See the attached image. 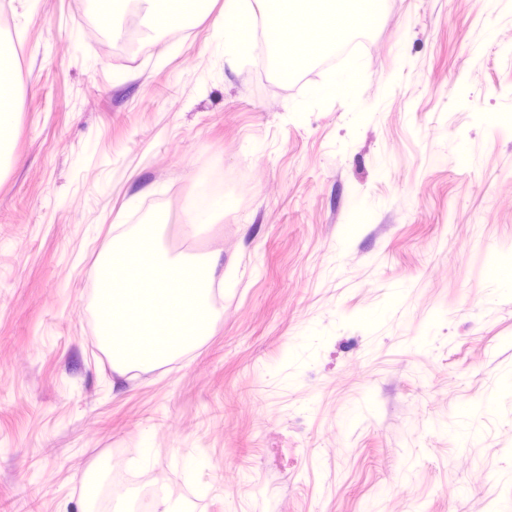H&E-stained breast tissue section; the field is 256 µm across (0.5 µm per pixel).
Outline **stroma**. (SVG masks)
<instances>
[{
    "label": "stroma",
    "mask_w": 512,
    "mask_h": 512,
    "mask_svg": "<svg viewBox=\"0 0 512 512\" xmlns=\"http://www.w3.org/2000/svg\"><path fill=\"white\" fill-rule=\"evenodd\" d=\"M225 2L124 56L96 24L120 29L130 0H0V512H81L102 462L118 485L164 474L186 512H503L512 0H376L367 23L342 0H249L322 23L286 77L205 53ZM217 166L224 219L185 234ZM156 216L168 256L220 254V319L121 371L89 271Z\"/></svg>",
    "instance_id": "1"
}]
</instances>
